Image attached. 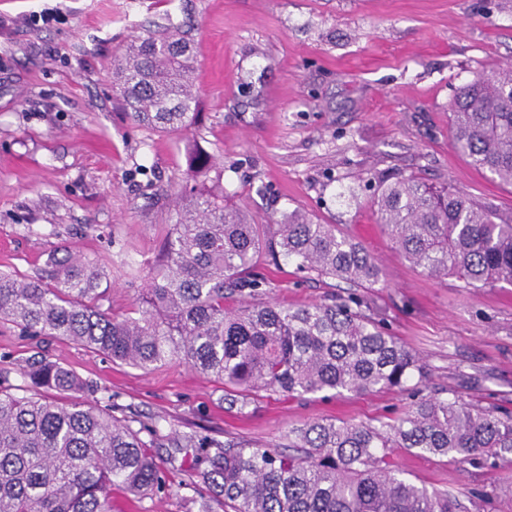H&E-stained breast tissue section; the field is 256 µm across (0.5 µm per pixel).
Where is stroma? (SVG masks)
<instances>
[{
  "mask_svg": "<svg viewBox=\"0 0 512 512\" xmlns=\"http://www.w3.org/2000/svg\"><path fill=\"white\" fill-rule=\"evenodd\" d=\"M49 13L36 26L33 15ZM180 27L196 48L198 119L183 132L134 123L115 98L112 60L146 30ZM481 70H512V0H0V271L35 276L67 244L107 266L113 308L141 297L171 229L187 148L213 156L228 202L257 220L292 211L333 224L380 263L364 289L389 330L422 357V392L512 410V285L466 288L410 265L378 224L375 174L451 183L512 211V187L473 168L449 129L455 91ZM288 306L335 281L260 264ZM34 340L0 325V378ZM50 357L106 386L126 414L158 419L168 492H115L112 512H198L192 459L171 431L283 448L291 426L401 415L396 389L337 397L267 392L227 411L223 385L185 365L151 372L54 340ZM406 478L452 490L468 512H512V466H473L392 449Z\"/></svg>",
  "mask_w": 512,
  "mask_h": 512,
  "instance_id": "obj_1",
  "label": "stroma"
}]
</instances>
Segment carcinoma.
Returning a JSON list of instances; mask_svg holds the SVG:
<instances>
[{"label": "carcinoma", "mask_w": 512, "mask_h": 512, "mask_svg": "<svg viewBox=\"0 0 512 512\" xmlns=\"http://www.w3.org/2000/svg\"><path fill=\"white\" fill-rule=\"evenodd\" d=\"M195 63L177 30L131 41L113 62L124 110L152 129L190 128L198 116ZM450 111L455 148L512 186V74L474 73ZM187 167L193 185L176 194L162 259L133 308L103 307L110 271L60 245L35 277L0 272V322L141 370L185 364L220 381L224 403L240 413L262 392L365 394L426 378L417 353L363 310L358 290L377 283L382 269L361 245L299 212L261 231L208 190L211 156L193 149ZM375 204L396 250L429 276L451 275L465 288L512 283V213L415 175L381 178ZM262 257L338 279L350 293L302 307L268 300V281L257 272ZM229 298L237 305H224ZM19 373L32 393L0 385V512H112L115 489L134 497L167 489L150 452L158 421L114 415L107 388L42 352ZM98 393L107 396L103 407L85 400ZM288 436L289 454L195 431L176 433L174 443L202 450L196 484L232 512H464L452 493L402 477L390 449L512 464V413L457 397L420 396L401 416L376 424L310 421Z\"/></svg>", "instance_id": "carcinoma-1"}]
</instances>
